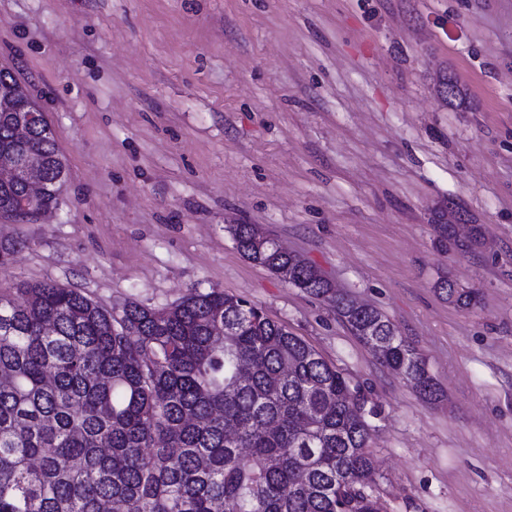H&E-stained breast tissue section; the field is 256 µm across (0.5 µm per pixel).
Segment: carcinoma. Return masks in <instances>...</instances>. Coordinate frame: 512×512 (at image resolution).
Here are the masks:
<instances>
[{
  "label": "carcinoma",
  "mask_w": 512,
  "mask_h": 512,
  "mask_svg": "<svg viewBox=\"0 0 512 512\" xmlns=\"http://www.w3.org/2000/svg\"><path fill=\"white\" fill-rule=\"evenodd\" d=\"M27 89L0 71V149L30 159L56 201L65 163L49 125L14 140ZM0 182V208L25 202ZM238 251L327 302L422 397L438 390L420 353L378 310L299 256L234 224ZM468 307L475 291L437 283ZM380 411L361 386L267 317L220 289L155 309L107 308L53 282L0 289V512H385L366 450Z\"/></svg>",
  "instance_id": "carcinoma-1"
}]
</instances>
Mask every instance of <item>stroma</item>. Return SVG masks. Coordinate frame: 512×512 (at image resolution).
<instances>
[{"mask_svg": "<svg viewBox=\"0 0 512 512\" xmlns=\"http://www.w3.org/2000/svg\"><path fill=\"white\" fill-rule=\"evenodd\" d=\"M1 66L66 172L51 214L0 223L25 241L0 288L254 302L381 406L368 451L389 512H512V0H0ZM452 202L486 248L463 227L440 243ZM234 224L387 316L440 401L243 258ZM442 279L476 303L449 304Z\"/></svg>", "mask_w": 512, "mask_h": 512, "instance_id": "35a3bbf8", "label": "stroma"}]
</instances>
